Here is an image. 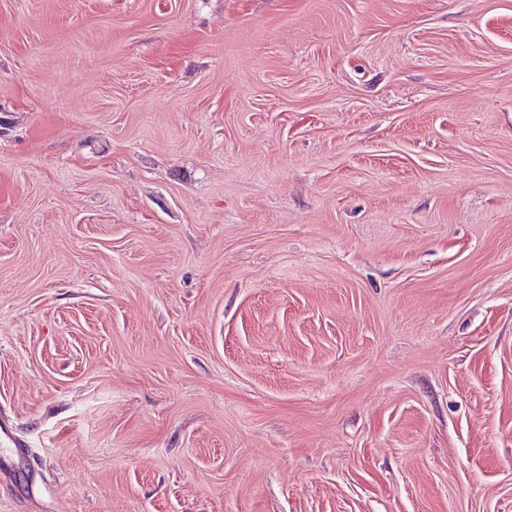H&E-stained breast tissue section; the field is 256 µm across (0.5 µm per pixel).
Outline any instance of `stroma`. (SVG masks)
Here are the masks:
<instances>
[{
  "mask_svg": "<svg viewBox=\"0 0 512 512\" xmlns=\"http://www.w3.org/2000/svg\"><path fill=\"white\" fill-rule=\"evenodd\" d=\"M0 512H512V0H0Z\"/></svg>",
  "mask_w": 512,
  "mask_h": 512,
  "instance_id": "obj_1",
  "label": "stroma"
}]
</instances>
